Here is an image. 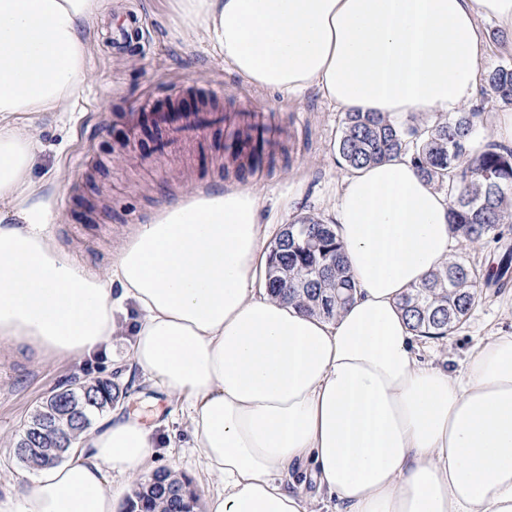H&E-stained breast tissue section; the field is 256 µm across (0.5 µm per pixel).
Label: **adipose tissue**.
<instances>
[{"label":"adipose tissue","instance_id":"ef3b65f1","mask_svg":"<svg viewBox=\"0 0 512 512\" xmlns=\"http://www.w3.org/2000/svg\"><path fill=\"white\" fill-rule=\"evenodd\" d=\"M104 0H0V340L41 359L92 354L137 313L130 367L185 414L220 488L207 512H512V333L460 369L425 359L401 295L447 262L448 199L394 157L349 170L330 210L356 282L334 319L255 292L257 190L192 191L91 271L48 230L56 198L29 171L30 122L81 97ZM174 22L248 83L343 112L438 118L475 97L479 18L512 29V0H174ZM154 428L118 412L89 447L30 467L0 512H114L153 473ZM314 494H307V484Z\"/></svg>","mask_w":512,"mask_h":512}]
</instances>
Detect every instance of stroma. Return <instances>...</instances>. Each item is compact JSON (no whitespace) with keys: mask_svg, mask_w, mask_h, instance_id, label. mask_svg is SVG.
<instances>
[{"mask_svg":"<svg viewBox=\"0 0 512 512\" xmlns=\"http://www.w3.org/2000/svg\"><path fill=\"white\" fill-rule=\"evenodd\" d=\"M130 10L143 13L149 29L119 54L105 41L103 26L121 24ZM478 30L489 41L480 73L512 65L507 49L512 32L485 18L479 20ZM93 39L92 79L84 100L64 117L50 113L35 124L43 150L31 177L55 178L48 187L58 198L50 231L61 248L90 268L109 265L127 232L151 221L163 203L237 178L224 146L249 123L268 125L274 141L273 167L242 178L258 190L262 217L275 213L288 195L297 198V215L325 217L346 172L334 149L344 115L317 91H308L298 102L247 83L208 46L186 41L172 21L170 0H108ZM217 84L224 88L217 101L223 119L198 134L173 136L162 130L151 136L135 121L145 112H164L183 100L207 98L209 88ZM500 330L512 331V281L480 288L469 319L441 340L437 350L448 366L457 368L475 343ZM130 345L129 333L123 330L96 354L42 363L0 344V500L10 494L12 478L22 467L15 443L36 406L51 392L97 379L111 382L118 392L113 410L157 427L162 442L155 467L193 479L201 500L197 512H206L204 502L216 485L191 446L188 423L172 412L159 388L121 373Z\"/></svg>","mask_w":512,"mask_h":512,"instance_id":"1","label":"stroma"}]
</instances>
